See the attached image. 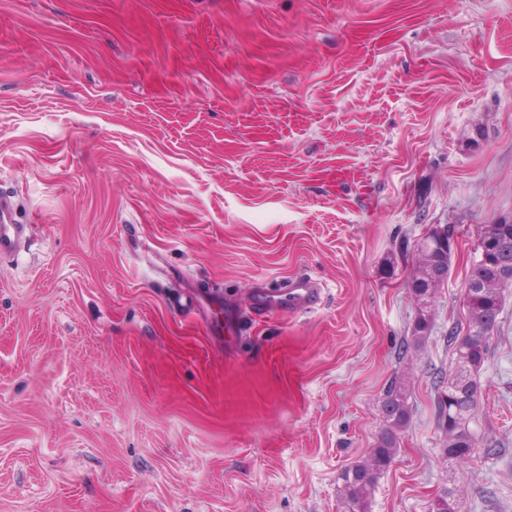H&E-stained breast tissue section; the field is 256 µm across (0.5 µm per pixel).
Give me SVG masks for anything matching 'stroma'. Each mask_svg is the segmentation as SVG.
I'll list each match as a JSON object with an SVG mask.
<instances>
[{"label":"stroma","mask_w":512,"mask_h":512,"mask_svg":"<svg viewBox=\"0 0 512 512\" xmlns=\"http://www.w3.org/2000/svg\"><path fill=\"white\" fill-rule=\"evenodd\" d=\"M0 192L39 219L0 260V512H343L402 377L371 512H512V287L473 458L434 400L512 222V0H0ZM301 276L312 311L249 306ZM438 234V228H433L418 245L417 250L422 256V266L412 283V292L417 302L418 313L411 340L407 341L408 348L420 346L431 331L430 307L438 288L443 283V277L440 276L442 273L440 265L447 257L441 250H439L440 254L434 252L433 244ZM429 240L431 241L429 242ZM406 389L399 383L387 391L381 402L383 427L368 459L345 468L339 477V496L345 512H370L373 490L390 467L402 434L409 427L412 409Z\"/></svg>","instance_id":"35a3bbf8"}]
</instances>
